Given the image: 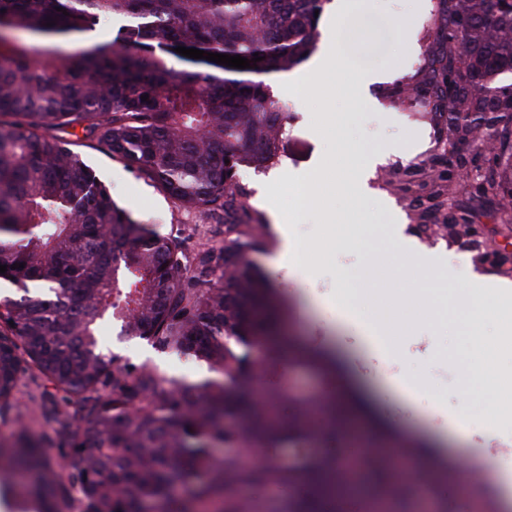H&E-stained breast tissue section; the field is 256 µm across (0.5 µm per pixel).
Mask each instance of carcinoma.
Listing matches in <instances>:
<instances>
[{
    "label": "carcinoma",
    "instance_id": "carcinoma-1",
    "mask_svg": "<svg viewBox=\"0 0 512 512\" xmlns=\"http://www.w3.org/2000/svg\"><path fill=\"white\" fill-rule=\"evenodd\" d=\"M324 2L0 0V283L14 290L0 296V418L21 371L44 387L40 432L20 422L0 440V495L9 468L25 474L16 512H249L240 487L298 481L311 492L290 512H328L329 460L244 469L216 454L311 433L301 420L271 423L253 403L251 351L280 308L249 258L262 245L256 225L231 218L247 209L239 170L275 164L288 132V111L260 76L309 57ZM438 4L444 63L423 57L420 97L467 147L498 145L490 187L511 224L512 0ZM104 22L119 23L112 38L65 55L24 43ZM178 46L262 60L244 69L254 79L205 59L191 72L172 62L187 60ZM77 130L185 210L224 216V244L189 255L179 236L133 218L74 151ZM106 320L212 376L167 379L106 356ZM363 468L366 484L386 486L387 467Z\"/></svg>",
    "mask_w": 512,
    "mask_h": 512
}]
</instances>
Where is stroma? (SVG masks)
Listing matches in <instances>:
<instances>
[{
  "instance_id": "35a3bbf8",
  "label": "stroma",
  "mask_w": 512,
  "mask_h": 512,
  "mask_svg": "<svg viewBox=\"0 0 512 512\" xmlns=\"http://www.w3.org/2000/svg\"><path fill=\"white\" fill-rule=\"evenodd\" d=\"M437 9L438 0H419L418 24L413 34L416 48L390 80L377 85L374 92L377 104L371 111L360 110L355 104L351 90L353 65L345 63L337 69L333 79L342 90L332 97L321 90L301 97L289 92L283 75L266 76L265 81L275 96L288 105V135L275 168L286 171L289 179L280 186L274 203L270 204L258 193L265 170L247 167L240 172L239 183L246 191L249 212L259 217L265 239L264 247L252 251L251 258L276 285L280 299L288 307L287 315L277 325V340L326 353L336 358L340 368L332 373L313 370L289 358L271 357L264 347L254 349L252 355L262 365L258 376L261 386L288 395L277 410L282 420L289 422L297 416L292 395L344 397L358 389L372 405L361 433L375 435L379 447L389 448L415 440L426 444L440 432L445 437L441 453L446 460L465 459L477 468L493 472L499 463L484 443L488 422L479 403L463 402L464 395L470 393L475 383L473 369L477 363L476 358L468 356L464 337L434 331L425 318L414 331L397 337L395 345L381 348L372 337L359 335L339 318L345 308L340 288L344 275L365 265L369 248L386 242L389 229L386 217L374 207L355 213L343 199L337 198V178L350 174L355 164L354 157L343 149L344 141L406 142L405 155L390 157L379 165L370 185L404 214L408 238L425 247L430 244L418 229L419 212L410 208L399 186L412 178L416 169L430 170L436 162L441 152L440 129L435 113L418 99L398 95L397 90L420 80L419 62L437 45ZM316 122L322 124L323 134L313 130ZM76 150L109 188L114 200L137 220L162 234L184 228L195 245L223 241V230L179 208L149 179L124 167L103 146L86 141L77 145ZM295 177L318 181L320 192L308 203H300L297 188L291 183ZM455 203L469 212L474 223L486 226L488 244L497 248L512 246V229H507L498 218L499 197L461 193ZM275 209L282 213L298 238L321 243L312 274L279 263L280 239L270 216ZM338 223L351 227L348 243L341 250L348 257L344 263L337 258L341 251L336 248L334 226ZM100 345L103 353L121 362L152 363L169 377L194 380L207 373L204 365L191 358L160 353L145 341L120 335L118 326L113 324L102 327ZM408 357L415 366L428 370L430 389L437 394L436 404L403 395L388 380L382 368L383 360L402 361ZM350 446L345 435L327 432L313 439L295 438L287 447H265L261 453L264 459L285 462L295 456H339ZM407 467L421 490L435 488L432 502L435 512H489L497 501L495 485L462 487L454 471H443L427 458L411 456ZM305 491L301 484L286 488L244 487L239 495L251 512H285L289 502Z\"/></svg>"
}]
</instances>
